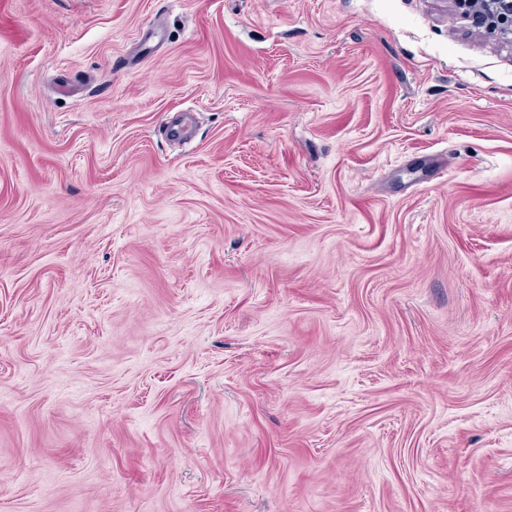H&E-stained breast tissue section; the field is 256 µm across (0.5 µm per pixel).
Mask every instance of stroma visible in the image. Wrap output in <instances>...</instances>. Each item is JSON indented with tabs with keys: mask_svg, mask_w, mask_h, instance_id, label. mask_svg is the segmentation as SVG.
I'll return each instance as SVG.
<instances>
[{
	"mask_svg": "<svg viewBox=\"0 0 512 512\" xmlns=\"http://www.w3.org/2000/svg\"><path fill=\"white\" fill-rule=\"evenodd\" d=\"M0 512H512V46L0 0Z\"/></svg>",
	"mask_w": 512,
	"mask_h": 512,
	"instance_id": "stroma-1",
	"label": "stroma"
}]
</instances>
